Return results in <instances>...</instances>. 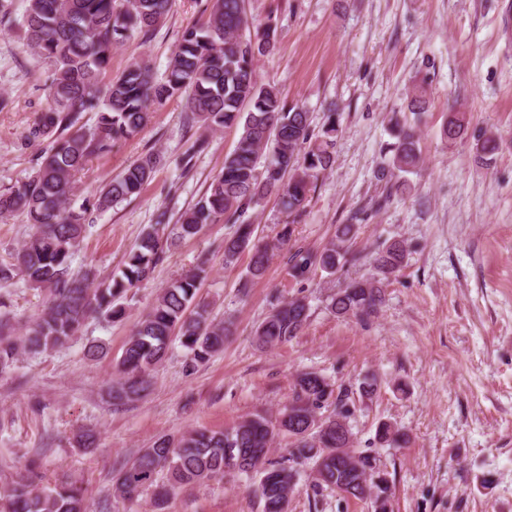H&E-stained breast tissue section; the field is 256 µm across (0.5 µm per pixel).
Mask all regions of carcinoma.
Here are the masks:
<instances>
[{
  "mask_svg": "<svg viewBox=\"0 0 512 512\" xmlns=\"http://www.w3.org/2000/svg\"><path fill=\"white\" fill-rule=\"evenodd\" d=\"M20 24L26 47L51 66L49 104L39 121L24 135L27 143L47 141L27 180L0 191V219L23 214L35 232L17 252L15 263L0 266V280L18 272L26 280L49 290L51 299L34 326L19 342L4 335L8 323L0 318V374L14 362L19 347L38 352L68 344L86 319L100 314L117 322L125 318L121 299L153 273L164 246L197 236L208 224L220 220L233 226L224 239V261L251 253L249 276L261 278L269 264L268 247L255 242L249 212L275 193L288 217L302 216L319 175L334 163L336 117L330 113L316 134L307 109L281 98L275 87L257 79L256 62L274 47V29H250L245 0H210L208 21L182 34L165 73L157 77L146 59L131 62L119 75L103 82L111 68L112 49L144 37L166 18L171 0H26ZM174 97L184 101L185 123L206 132L241 129L234 150L225 157L224 169L206 193L186 209L174 224L161 211L128 254L120 273L97 283L86 274L71 272V259L86 232L88 208L70 205L76 177L94 156L144 129L155 110ZM97 115L94 126L81 124L82 114ZM465 129V118L448 115L444 138L455 140ZM395 142L386 147L389 158L378 170L380 181L414 172L421 161L414 128L396 124ZM203 135L196 137L180 158L182 172L208 148ZM265 162H260L261 157ZM159 156L148 152L106 182L94 206L110 208L139 195L153 178ZM354 225L337 228L336 239L321 252L297 250L290 257L294 278H304L319 268L334 273L347 261ZM404 249L398 242L384 246L374 259L378 277L351 280L330 297L338 316H369L382 305L383 281L402 266ZM204 267L172 281L158 294L138 323L117 362L119 379L110 395L132 401L150 387V372L163 360L173 340H179L194 362H205L224 347V323L209 318L206 307L193 306ZM309 318V305L295 298L275 307L257 327L261 347L285 343L297 336ZM347 391H338L323 375L299 374L288 409L277 424L261 414L247 416L229 431L195 430L179 437L160 435L133 460L118 465L113 482L116 497L132 498L155 485L165 469L170 487L184 489L222 478L241 458L259 460L257 492L262 512H284L289 502L293 473L307 462H322L323 479L313 484L357 491L365 499L366 471L380 469L376 459L362 454L350 461L325 448H338L351 432L349 424L333 417L320 421L310 433L319 403L344 406ZM294 438L288 457L272 462L268 449L275 437ZM380 441L398 446L405 434L387 423L378 427ZM0 512H88L82 487L65 482L40 488L20 477L0 491Z\"/></svg>",
  "mask_w": 512,
  "mask_h": 512,
  "instance_id": "cac0c4a2",
  "label": "carcinoma"
}]
</instances>
